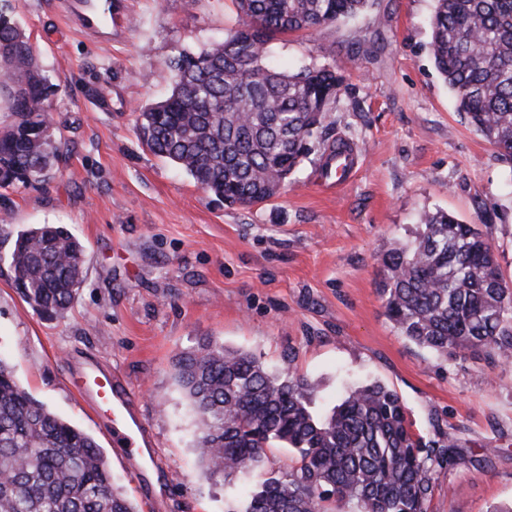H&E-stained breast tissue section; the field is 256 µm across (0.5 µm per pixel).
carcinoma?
Wrapping results in <instances>:
<instances>
[{"mask_svg": "<svg viewBox=\"0 0 512 512\" xmlns=\"http://www.w3.org/2000/svg\"><path fill=\"white\" fill-rule=\"evenodd\" d=\"M370 0H237L239 27L197 52L166 60L172 87L136 116L138 138L187 173L209 197L251 207L277 195L323 127L343 76L336 66L290 71L270 61L279 35L352 17ZM429 51L457 110L512 157V0H436ZM0 0V96L14 121L0 132V188L45 179L61 160L51 138L56 84L38 64L17 18ZM84 246L67 228L18 233L10 252L25 300L49 317L73 305L84 282ZM378 292L400 335L441 356L512 358V285L473 224L436 212L409 245L387 252ZM175 378L197 416L196 452L226 484L253 470L264 479L228 512H426L432 469L455 462L452 432L414 433L398 393L354 387L324 415L317 385L288 368L206 342L181 354ZM297 455L268 465L266 449ZM0 512H135L112 484L94 439L34 399L0 361Z\"/></svg>", "mask_w": 512, "mask_h": 512, "instance_id": "carcinoma-1", "label": "carcinoma"}]
</instances>
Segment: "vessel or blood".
I'll return each instance as SVG.
<instances>
[{
    "instance_id": "1",
    "label": "vessel or blood",
    "mask_w": 512,
    "mask_h": 512,
    "mask_svg": "<svg viewBox=\"0 0 512 512\" xmlns=\"http://www.w3.org/2000/svg\"><path fill=\"white\" fill-rule=\"evenodd\" d=\"M112 10V0H66L65 3L67 18L94 37L111 29ZM80 378L81 395L90 399L94 410L105 412L110 421L114 447L136 458L140 472L153 468V439L145 421L132 412L129 392L92 364L81 367Z\"/></svg>"
}]
</instances>
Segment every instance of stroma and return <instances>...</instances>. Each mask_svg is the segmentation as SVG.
Wrapping results in <instances>:
<instances>
[{"mask_svg": "<svg viewBox=\"0 0 512 512\" xmlns=\"http://www.w3.org/2000/svg\"><path fill=\"white\" fill-rule=\"evenodd\" d=\"M435 6L371 0L353 18L272 42L274 59L336 65L344 81L286 189L245 208L211 202L135 130L138 109L170 90L166 59L221 41L238 24L234 0H122L108 44L67 24L64 0H21L19 22L58 86L65 159L45 180L0 195V360L94 438L137 512H225L256 482L225 486L194 452L173 361L207 339L312 378L315 410L377 381L401 396L415 432H456L463 457L434 467L428 512L512 502V363L416 346L377 292L382 256L438 211L477 225L512 283V161L468 124L434 69ZM335 140L358 165L327 191L319 180ZM39 224L66 225L86 247L78 298L52 319L22 298L9 257L12 237ZM88 361L135 392L158 475L138 479L106 418L69 384Z\"/></svg>", "mask_w": 512, "mask_h": 512, "instance_id": "obj_1", "label": "stroma"}]
</instances>
